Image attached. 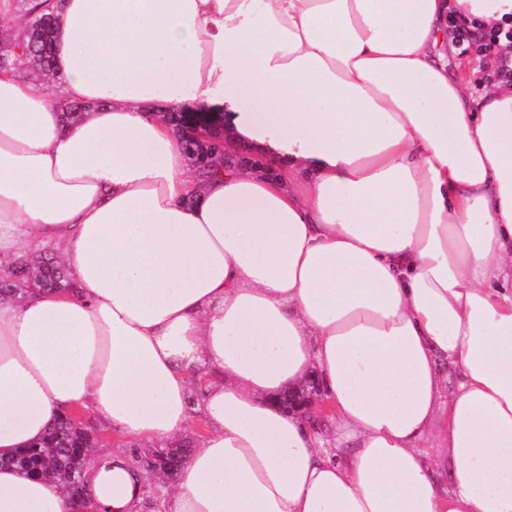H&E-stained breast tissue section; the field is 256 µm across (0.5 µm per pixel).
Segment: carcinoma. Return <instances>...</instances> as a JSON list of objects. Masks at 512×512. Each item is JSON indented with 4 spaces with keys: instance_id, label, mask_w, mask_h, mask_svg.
Wrapping results in <instances>:
<instances>
[{
    "instance_id": "carcinoma-1",
    "label": "carcinoma",
    "mask_w": 512,
    "mask_h": 512,
    "mask_svg": "<svg viewBox=\"0 0 512 512\" xmlns=\"http://www.w3.org/2000/svg\"><path fill=\"white\" fill-rule=\"evenodd\" d=\"M18 10L27 20L26 30L14 39L11 50L0 54V71L37 69L44 74L53 72V35L56 16L48 10L32 7L33 0H15ZM186 149L207 171L220 170L219 146L195 141ZM71 287L68 270L47 254L15 260L0 276V296L8 294L20 300L33 289L66 290ZM46 444L50 451L43 457H28L16 453L0 460V465L27 470L38 467L43 474L55 478L71 489H77L88 464L86 457L72 452L74 448L93 447V438L86 429L73 427L68 418L60 417L51 427Z\"/></svg>"
}]
</instances>
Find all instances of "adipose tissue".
<instances>
[{
  "label": "adipose tissue",
  "instance_id": "adipose-tissue-1",
  "mask_svg": "<svg viewBox=\"0 0 512 512\" xmlns=\"http://www.w3.org/2000/svg\"><path fill=\"white\" fill-rule=\"evenodd\" d=\"M55 96L0 72V457L85 411L208 431L160 512H512V85L448 68V20L512 0H61ZM91 111L63 127L61 108ZM224 113L280 163L204 176L165 112ZM319 374L313 425L278 408ZM0 467V512H136ZM71 288L68 270L47 254L16 259L0 277V296L21 300L33 289L66 290Z\"/></svg>",
  "mask_w": 512,
  "mask_h": 512
}]
</instances>
